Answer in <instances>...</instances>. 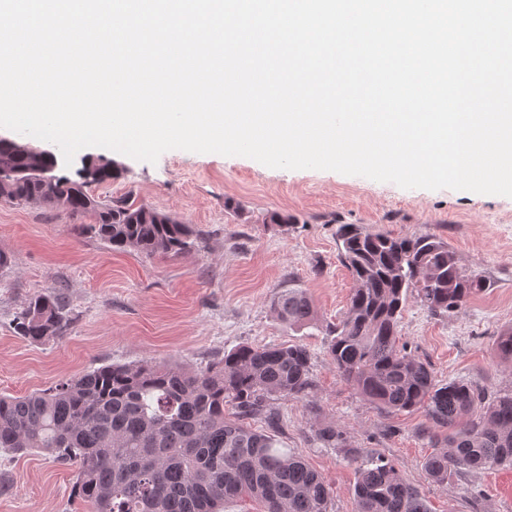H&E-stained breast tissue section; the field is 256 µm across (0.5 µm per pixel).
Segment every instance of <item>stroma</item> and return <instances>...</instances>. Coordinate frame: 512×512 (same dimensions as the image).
<instances>
[{"mask_svg": "<svg viewBox=\"0 0 512 512\" xmlns=\"http://www.w3.org/2000/svg\"><path fill=\"white\" fill-rule=\"evenodd\" d=\"M102 160L120 163L122 172L89 184L91 195L169 214L193 226L195 243L175 256L119 251L80 234L63 209L0 202V252L11 259L0 268V394L24 396L105 363L202 369L241 344L299 343L311 354L312 390L271 405L279 416L280 448L302 457L330 487L329 512H355L348 447L361 459L394 464L431 512H512V469L465 470L444 487L429 480L424 410L389 412L365 401L337 373L327 334L345 316L354 288L338 256V225L395 236L434 234L487 287L441 316L410 298L399 342L438 383L464 380L490 395L511 392L512 364L500 359L494 340L512 327V198L404 189L334 171L274 169L247 157L183 150L151 164L87 147L66 173ZM274 212L292 216V223H267ZM291 287L307 291L315 324L291 328L274 313L273 301ZM48 292L65 298L67 331L40 342L19 336L17 315ZM325 426L342 432L345 448L319 439ZM74 482V466L46 453L0 450V512H87L73 495Z\"/></svg>", "mask_w": 512, "mask_h": 512, "instance_id": "35a3bbf8", "label": "stroma"}]
</instances>
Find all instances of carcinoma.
<instances>
[{
  "label": "carcinoma",
  "mask_w": 512,
  "mask_h": 512,
  "mask_svg": "<svg viewBox=\"0 0 512 512\" xmlns=\"http://www.w3.org/2000/svg\"><path fill=\"white\" fill-rule=\"evenodd\" d=\"M52 156L34 157L0 141V173L25 176L0 185V201L62 206L91 215L83 230L115 250L147 256L178 254L196 237L192 225L147 205H112L86 190L87 180L116 178L112 163L89 164L79 179L57 175ZM339 257L355 288L346 317L329 327L328 352L339 376L388 411L425 410L422 429L435 451L425 462L439 484L465 470L512 467V394L487 396L463 380L435 381L431 370L399 346V317L415 295L432 313L454 312L486 288L467 274L448 244L434 235L393 237L356 224L336 231ZM290 326L312 323L305 290L273 302ZM69 318L54 293L29 300L18 333L34 341L59 337ZM512 362V328L497 337ZM306 346L241 344L200 370L165 364H106L26 396L0 394V448L39 450L76 465L74 490L89 512H224L247 497L261 512H328L331 491L299 456L277 448L272 396L302 399L313 381ZM235 409L234 418L224 407ZM261 417L266 429L251 427ZM358 472L357 512H429L418 490L391 463L345 451Z\"/></svg>",
  "instance_id": "cac0c4a2"
}]
</instances>
